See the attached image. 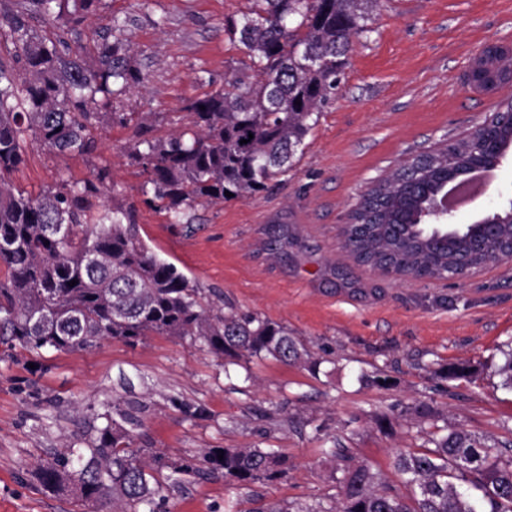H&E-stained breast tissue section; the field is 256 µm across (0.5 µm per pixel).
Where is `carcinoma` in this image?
I'll return each instance as SVG.
<instances>
[{
	"label": "carcinoma",
	"instance_id": "carcinoma-1",
	"mask_svg": "<svg viewBox=\"0 0 512 512\" xmlns=\"http://www.w3.org/2000/svg\"><path fill=\"white\" fill-rule=\"evenodd\" d=\"M97 0H8L0 4V336L24 348L86 351L105 338L135 344L158 334L191 336L217 357H271L283 364L302 359L288 327L233 307L213 313L199 289L175 264L140 243L134 211L114 205L97 214L91 182L63 184L37 195L16 190L6 175L25 161L27 140L50 151L87 154L114 109L142 83L119 19L97 46L90 68L65 38ZM377 0H250L238 18L224 20L230 42L243 54L240 72L224 88L207 92L185 110L190 124L168 139L139 131L129 157L141 166L146 203L176 224L187 211L255 194L286 176L298 149L335 96L353 41L370 31L369 8ZM33 19L59 32L42 36ZM500 77L480 84L494 89L512 74V56L495 60ZM301 105H296L295 101ZM205 109H200V106ZM248 140L242 144L240 140ZM484 149L463 140L454 154L431 150L408 157L365 191L341 230L343 247L360 265L390 275L442 277L466 261H497L493 253L461 251L452 227L415 228L452 164L468 166ZM75 280L77 284L69 286ZM432 447L399 451L394 466L413 493L377 491L379 476L345 455L337 512H512V458L493 460L489 448L462 432L432 435ZM212 451V470L249 482L271 470L279 457L262 448ZM83 461L70 470L61 456L39 466L41 484L56 489L74 480L91 509L141 512L155 504L157 468L142 460L128 434L107 423ZM470 484L461 491L455 481Z\"/></svg>",
	"mask_w": 512,
	"mask_h": 512
}]
</instances>
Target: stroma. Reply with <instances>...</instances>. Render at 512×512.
Listing matches in <instances>:
<instances>
[{
    "label": "stroma",
    "instance_id": "stroma-1",
    "mask_svg": "<svg viewBox=\"0 0 512 512\" xmlns=\"http://www.w3.org/2000/svg\"><path fill=\"white\" fill-rule=\"evenodd\" d=\"M248 5L101 0L77 44L95 64L92 47L119 18L144 78L121 109L164 139L189 122V102L237 72L224 20ZM490 43L512 46V0H379L295 168L252 196L196 205L189 224L145 203V176L126 154L135 122L106 124L89 154L30 145L10 175L16 188L35 195L107 170L95 207L133 208L139 241L200 288L205 308L229 302L287 326L318 366L230 361L188 336L107 338L70 353L1 340L0 512H83L73 490L45 489L37 468L88 447L110 420L161 457L157 512H332L342 455L378 472L380 489L408 495L392 456L423 450L421 404L439 426L512 456V389L498 372L512 342V267L489 263L453 283L387 276L356 264L340 236L360 194L408 152L464 136L512 99V83L487 93L468 81ZM455 362L473 367L470 380L445 378ZM364 371L383 384L360 383ZM249 446L282 456L275 477L243 486L204 461Z\"/></svg>",
    "mask_w": 512,
    "mask_h": 512
}]
</instances>
